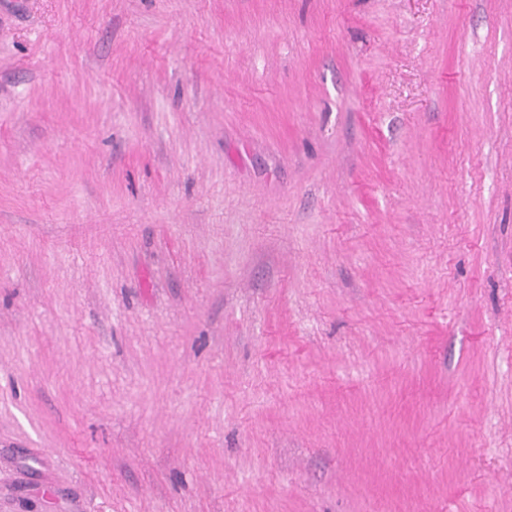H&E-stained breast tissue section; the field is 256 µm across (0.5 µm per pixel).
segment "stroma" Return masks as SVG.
<instances>
[{
	"label": "stroma",
	"mask_w": 512,
	"mask_h": 512,
	"mask_svg": "<svg viewBox=\"0 0 512 512\" xmlns=\"http://www.w3.org/2000/svg\"><path fill=\"white\" fill-rule=\"evenodd\" d=\"M0 512H512V0H0Z\"/></svg>",
	"instance_id": "1"
}]
</instances>
